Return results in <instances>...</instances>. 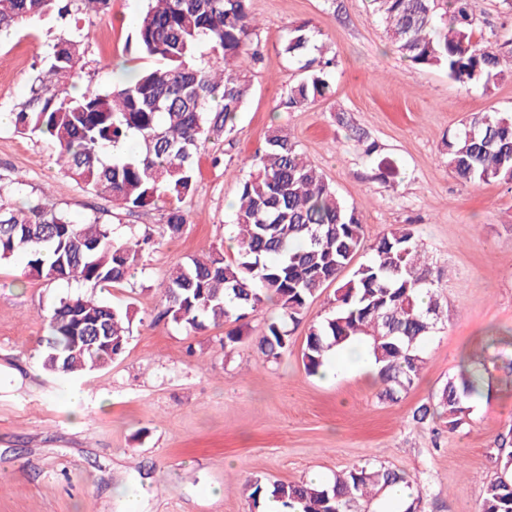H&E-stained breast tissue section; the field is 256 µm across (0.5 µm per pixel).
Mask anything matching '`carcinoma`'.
I'll list each match as a JSON object with an SVG mask.
<instances>
[{
	"label": "carcinoma",
	"mask_w": 512,
	"mask_h": 512,
	"mask_svg": "<svg viewBox=\"0 0 512 512\" xmlns=\"http://www.w3.org/2000/svg\"><path fill=\"white\" fill-rule=\"evenodd\" d=\"M75 0H0V32L51 11L61 19ZM392 44L411 64L444 68L460 84L503 75L511 63L503 48L473 41L469 0H374ZM256 26L249 0H148L134 21L136 50L160 64L121 84L72 88L83 79L85 36L63 38L53 53L35 62L29 95L11 112L14 130L52 140L55 163L74 182L131 213L149 205L165 211L168 236L187 224L184 200L196 192L195 154L236 126L251 92L249 72L258 61ZM211 59L196 63L197 49ZM281 52L297 66L284 106L302 109L331 95L336 59L316 44L307 25L289 30ZM348 139L365 156L378 153L346 116ZM447 165L465 181H512V111L478 112L444 142ZM255 171L238 182L232 223L237 258L224 259L223 245L178 263L159 287L167 318L188 331L209 323L238 322L274 300L280 317L258 340L277 359L291 330L320 291L336 284L333 310L309 327L302 363L320 374L329 353L355 340L368 344L379 368L380 398L396 402L423 369L422 342L448 317L438 303L442 271L427 256L409 224L392 228L365 245L357 207L348 205L324 175L305 159L282 126L272 128ZM154 246L148 233L122 239L95 218L77 222L45 198L18 206L0 187V261L27 258L29 275L109 288L142 265ZM368 257L347 278L343 271L363 250ZM134 315L85 294L59 298L48 321L42 366L63 376H81L119 357L132 336ZM485 389L471 359L440 388L431 403L412 412L419 424L440 419L453 432L466 424L472 400ZM499 473L485 485L481 512H512V429L499 438ZM402 481L383 465L352 466L328 483L246 484L255 509L267 498L284 512H356Z\"/></svg>",
	"instance_id": "cac0c4a2"
}]
</instances>
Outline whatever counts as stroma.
<instances>
[{
	"label": "stroma",
	"mask_w": 512,
	"mask_h": 512,
	"mask_svg": "<svg viewBox=\"0 0 512 512\" xmlns=\"http://www.w3.org/2000/svg\"><path fill=\"white\" fill-rule=\"evenodd\" d=\"M145 0H111L106 14L87 17L75 0L70 19L49 14L0 40V113L25 99L33 65L60 39L83 28L85 77L120 82L152 67L134 46V19ZM258 21L261 62L252 95L233 132L213 138L196 157V192L185 203L188 223L176 238L163 211L129 214L88 193L57 167L47 144L0 125V177L23 175L17 202L49 192L82 221L96 216L124 236L151 233L159 248L134 277L101 297L131 307L133 335L106 368L65 379L39 361L46 320L66 294H92L88 284L27 275L22 259L0 263V512H249L247 481H328L347 468L382 464L410 475L424 512H477L484 483L497 469L501 434L512 428V183L467 182L448 168L443 141L474 112L512 110V72L463 86L445 69L409 64L387 38L372 0H249ZM476 38L512 34L502 0H470ZM307 24L336 58L329 100L288 110L282 101L296 66L281 52L289 30ZM368 133L397 167L381 178L337 120ZM283 126L338 194L358 208L366 241L392 227L415 230L444 272L441 301L448 319L424 344V369L395 402L378 397L363 366L322 380L301 360L308 328L326 317L333 288L316 297L278 361L257 340L272 302L246 320L187 334L157 319L156 288L171 265L234 235L237 185L253 169L268 131ZM241 340L222 346L228 331ZM492 374L491 400H478L467 425H419L413 410L453 376L463 354ZM79 390L71 403L67 394Z\"/></svg>",
	"instance_id": "obj_1"
}]
</instances>
